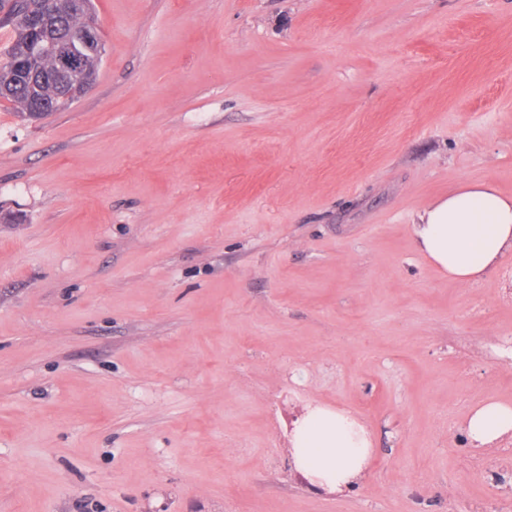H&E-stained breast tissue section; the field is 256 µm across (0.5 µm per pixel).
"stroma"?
<instances>
[{"label":"stroma","mask_w":512,"mask_h":512,"mask_svg":"<svg viewBox=\"0 0 512 512\" xmlns=\"http://www.w3.org/2000/svg\"><path fill=\"white\" fill-rule=\"evenodd\" d=\"M93 89L0 103V512H512V261L415 248L466 181L512 195V0H93ZM371 432L295 472L304 409ZM467 439L473 448H486L512 432V403L490 399L472 407L466 416ZM292 464L313 491L340 492L363 478L371 452L364 427L349 415L309 406L292 431Z\"/></svg>","instance_id":"1"}]
</instances>
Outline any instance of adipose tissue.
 Listing matches in <instances>:
<instances>
[{
    "mask_svg": "<svg viewBox=\"0 0 512 512\" xmlns=\"http://www.w3.org/2000/svg\"><path fill=\"white\" fill-rule=\"evenodd\" d=\"M418 252L442 275L475 282L512 259V196L488 182H466L419 212L413 226ZM512 433V403L490 399L466 416L471 446L483 448ZM371 452L364 427L349 415L308 407L292 431V464L313 491L340 492L363 478Z\"/></svg>",
    "mask_w": 512,
    "mask_h": 512,
    "instance_id": "adipose-tissue-1",
    "label": "adipose tissue"
}]
</instances>
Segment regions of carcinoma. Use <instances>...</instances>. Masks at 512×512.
<instances>
[{
    "mask_svg": "<svg viewBox=\"0 0 512 512\" xmlns=\"http://www.w3.org/2000/svg\"><path fill=\"white\" fill-rule=\"evenodd\" d=\"M46 0H0V12L8 10L10 19L0 23V30L5 31L7 41L0 53V99L10 103L17 111L25 112L32 108L27 84L14 80L8 65V56L22 50L23 44L36 38L29 30L27 20L32 13L43 10ZM52 12L49 14V34L55 38H64L80 28L82 15L73 10V0H51ZM41 68L39 81L40 101L51 104L58 93V86L51 75L56 68L54 57L47 55L39 62Z\"/></svg>",
    "mask_w": 512,
    "mask_h": 512,
    "instance_id": "carcinoma-1",
    "label": "carcinoma"
}]
</instances>
